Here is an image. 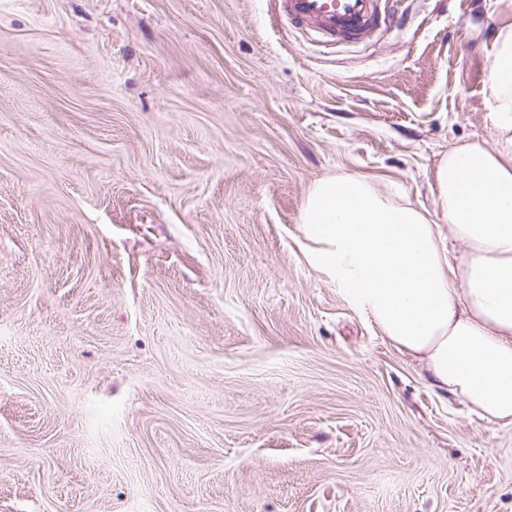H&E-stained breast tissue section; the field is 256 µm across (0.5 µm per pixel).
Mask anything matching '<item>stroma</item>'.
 Listing matches in <instances>:
<instances>
[{
  "label": "stroma",
  "mask_w": 512,
  "mask_h": 512,
  "mask_svg": "<svg viewBox=\"0 0 512 512\" xmlns=\"http://www.w3.org/2000/svg\"><path fill=\"white\" fill-rule=\"evenodd\" d=\"M501 0L327 52L271 0H0V512H512V428L304 255L328 175L437 209Z\"/></svg>",
  "instance_id": "obj_1"
}]
</instances>
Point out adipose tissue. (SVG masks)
I'll return each instance as SVG.
<instances>
[{
    "label": "adipose tissue",
    "instance_id": "adipose-tissue-1",
    "mask_svg": "<svg viewBox=\"0 0 512 512\" xmlns=\"http://www.w3.org/2000/svg\"><path fill=\"white\" fill-rule=\"evenodd\" d=\"M486 106L495 145L469 142L441 158L436 217L367 179L332 175L312 185L299 220L307 261L431 387L512 428V24L495 37Z\"/></svg>",
    "mask_w": 512,
    "mask_h": 512
}]
</instances>
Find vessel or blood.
I'll return each instance as SVG.
<instances>
[{"label": "vessel or blood", "mask_w": 512, "mask_h": 512, "mask_svg": "<svg viewBox=\"0 0 512 512\" xmlns=\"http://www.w3.org/2000/svg\"><path fill=\"white\" fill-rule=\"evenodd\" d=\"M387 7L388 0H275L274 12L310 41L333 46L375 36Z\"/></svg>", "instance_id": "obj_1"}]
</instances>
